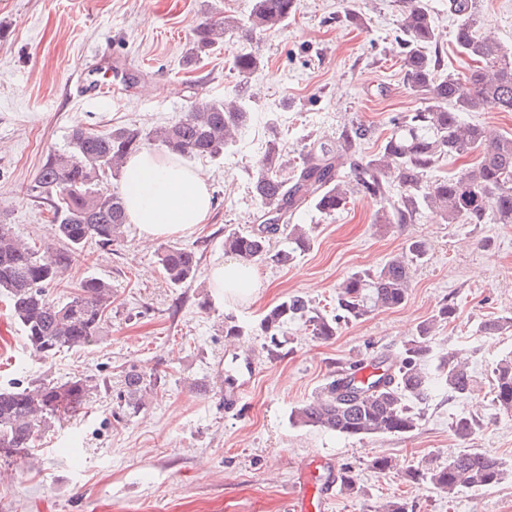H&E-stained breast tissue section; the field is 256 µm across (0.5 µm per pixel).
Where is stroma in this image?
<instances>
[{"mask_svg":"<svg viewBox=\"0 0 512 512\" xmlns=\"http://www.w3.org/2000/svg\"><path fill=\"white\" fill-rule=\"evenodd\" d=\"M439 31L444 71L465 72L455 43L457 21L448 0H425ZM254 0H0V222L20 239L56 251L50 206L28 187L52 149L65 148L72 129L115 127L147 132L171 123L199 100L234 97L251 114L223 156L195 158L206 176L213 215L181 245L195 249L201 276L175 287L158 261L164 240L143 245L136 225L112 247L92 244L49 290L64 301L89 277L112 287V312L97 342L48 359L31 354L0 301V387H27L87 378L97 383L91 408L47 427L33 456L0 462V512H286L311 462L352 467L360 495L337 493L328 512H378L402 498L414 512H512V478L457 497L407 481L422 460L444 462L450 450L472 447L512 460V416L492 403L491 371L512 352V330L485 335V319L512 314V224H449L423 212L415 223L380 226L379 202L352 194L330 216L302 211L315 227L311 248L285 265L256 264L262 283L252 297H215L205 276L224 259V233L258 223L261 209L250 168L271 130L283 134V170L292 172L315 139L335 137L345 124L364 125L366 154L377 153L392 119L425 107L396 54L405 0H297L279 31L261 36L262 64L248 79L231 68L250 44L237 33L186 66L194 28L229 14L246 20ZM485 31L512 44V0H476ZM112 59V94L80 97L81 71ZM178 87L171 95L170 87ZM423 239L432 249L417 266L402 307L374 312L337 336L314 338L288 324L280 356H269L259 322L283 297L300 294L332 311L338 284L379 266ZM444 302L455 319L439 327V342L471 351L477 376L465 400L440 394L423 409L409 436L359 440L292 423L291 410L312 398L338 366L371 362L402 350L415 327ZM242 326L224 334L225 317ZM248 355L253 377L237 412L225 411L224 369ZM155 374L137 414L123 415L116 395L124 371ZM473 414L483 429L458 440L453 418ZM391 457L393 469L371 468Z\"/></svg>","mask_w":512,"mask_h":512,"instance_id":"1","label":"stroma"}]
</instances>
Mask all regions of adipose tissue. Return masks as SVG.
Instances as JSON below:
<instances>
[{
    "label": "adipose tissue",
    "mask_w": 512,
    "mask_h": 512,
    "mask_svg": "<svg viewBox=\"0 0 512 512\" xmlns=\"http://www.w3.org/2000/svg\"><path fill=\"white\" fill-rule=\"evenodd\" d=\"M121 185L128 221L137 226L138 238L144 243L191 233L208 222L213 210L210 187L200 169L150 148L128 158ZM208 277L220 297H249L261 286L255 269L241 267L234 260L214 263Z\"/></svg>",
    "instance_id": "1"
}]
</instances>
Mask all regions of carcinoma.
I'll list each match as a JSON object with an SVG mask.
<instances>
[{"label":"carcinoma","instance_id":"obj_1","mask_svg":"<svg viewBox=\"0 0 512 512\" xmlns=\"http://www.w3.org/2000/svg\"><path fill=\"white\" fill-rule=\"evenodd\" d=\"M296 8L297 0H255L244 24L232 15L200 23L194 30L189 63L219 47L230 32L252 41L280 29ZM448 10L457 18V47L472 62L467 72L437 75L439 59L428 51L439 38L434 18L423 0H407L396 41L398 57L413 90L428 105L397 116L373 155H362L368 134L363 125L343 126L336 140L312 142L289 176L283 173L278 132L272 130L251 171V190L261 204L262 221L245 232L228 230L225 253L244 266L260 261L288 263L313 243L312 227L295 223L297 212L310 208L332 215L355 192L384 203L377 215L379 224H412L425 209L450 224H512V136L490 138L484 127L463 119L467 112H512V48L481 32L476 0H448ZM260 64L257 52L233 58V68L245 78ZM250 118L235 100H202L177 120L147 133L127 127L95 131L78 126L67 149L48 152L30 192L50 202L54 234L65 249L42 255L16 238L10 225L0 224V293L8 299L10 317L35 355L49 357L89 346L108 321L112 288L106 282L87 278L65 302L51 300L48 288L61 280L87 243L112 246L123 237L128 219L121 178L127 157L158 145L176 157L215 158L237 141ZM476 150L478 161L464 171L426 180L441 157ZM347 165L355 174L352 183L341 175ZM109 177L115 181L110 188L104 185ZM278 237L285 246L276 250L272 244ZM429 249L427 242L411 240L405 253L388 258L378 269L348 276L338 287L336 313L331 316L300 295L282 300L260 321L268 355H279L280 336L290 322L302 321L313 336L329 340L346 324L404 305L413 268ZM159 264L174 286L189 283L200 273L197 252L177 244L162 249ZM455 315L454 305L440 304L435 314L417 325L399 354H385L372 362L368 378L330 379L312 399L294 408L290 419L300 426L358 439L411 435L421 419L419 406L435 393L463 399L474 386L469 359L458 349L441 353L435 368L429 367L437 324L448 323ZM509 328L512 316H501L481 323L480 332L494 334ZM492 375L493 402L500 412L512 415L511 353L496 363ZM157 383L156 377L135 369L126 372L121 391L125 410L137 412L143 392ZM96 390L97 385L83 378L0 388V457L29 456L51 420L82 413ZM481 428V420L472 414L452 421L454 435L463 442ZM511 475L512 462L475 448L463 449L445 465L428 463L406 470L410 482L428 484L450 497L464 489L494 487ZM339 478L346 492L361 493L352 468L341 469Z\"/></svg>","mask_w":512,"mask_h":512}]
</instances>
